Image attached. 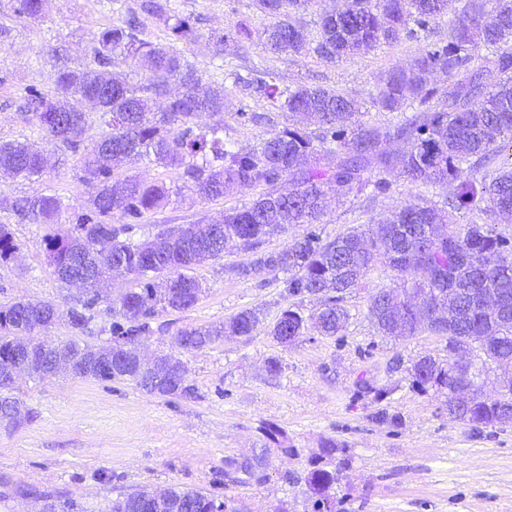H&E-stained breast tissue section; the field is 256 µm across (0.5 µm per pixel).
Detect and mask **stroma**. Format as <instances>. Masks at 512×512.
Returning <instances> with one entry per match:
<instances>
[{"label": "stroma", "instance_id": "stroma-1", "mask_svg": "<svg viewBox=\"0 0 512 512\" xmlns=\"http://www.w3.org/2000/svg\"><path fill=\"white\" fill-rule=\"evenodd\" d=\"M45 0L39 19L14 15V0H0V140L36 141L40 134L23 113L28 88L48 92L55 86L50 46H65L74 62H85L91 42L103 28L119 23L136 0ZM191 17L200 38L184 46L203 79L217 66L249 76L252 70L272 73L281 87L319 85L347 93L362 102L363 123L389 130L401 115L374 107L389 71L408 67L417 55L415 42L383 43L333 63L314 55H274L260 42L247 50L228 45L216 60L208 40L238 21L260 30L267 20L252 0H176ZM225 112L201 117V124L220 123L226 139L249 148L285 127H301L316 136V125L240 84H229ZM255 112L251 123L239 111ZM38 184L0 172V201L39 189L80 208L87 197L78 156L58 163L54 145ZM388 192L330 197L319 226L331 240L352 229L383 223L406 202L422 198L443 204L449 188L417 186L399 171L387 172ZM253 190H233L224 198H185L158 212L146 213L144 231L154 225L185 226L199 217L222 220L226 209L249 203ZM0 224L9 225L19 246L14 258L0 264V306L25 298L66 305L74 286L57 281L44 256L47 225L19 220L0 208ZM252 252L230 245L223 256L191 269L202 286L198 301L186 310L160 312L152 333L143 336L145 357L168 353L178 358L191 398L150 395L135 384L101 383L63 372L44 379L25 378L14 396L35 411L33 422L14 429L0 426V512H40V501L17 494L27 485L75 504L76 512H105L117 497L142 489L178 485L218 494L234 512H313L307 476L313 467L335 472L336 512H512V427L472 426L450 418L445 396L414 390L405 368L425 355L444 360L446 340L430 332L395 340L381 336L368 317L374 288H390L394 274L376 266L365 289L353 292L344 306L345 329L335 336L308 331L293 345L282 346L269 334L292 302L283 275L243 277L235 269ZM245 309L257 310L261 321L249 336H228L209 347L183 351L175 338L185 328L216 324ZM111 318L100 314L87 332L58 321L40 332L48 342L77 340L92 345L110 341ZM282 365L271 374L270 360ZM383 389L375 401L361 392V382ZM394 423L375 420L379 410ZM280 433L278 441L267 429ZM335 441L339 449L325 454ZM262 455L265 466L252 474L241 464ZM228 482H220L222 473Z\"/></svg>", "mask_w": 512, "mask_h": 512}]
</instances>
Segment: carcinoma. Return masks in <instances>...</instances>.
Returning a JSON list of instances; mask_svg holds the SVG:
<instances>
[{
	"mask_svg": "<svg viewBox=\"0 0 512 512\" xmlns=\"http://www.w3.org/2000/svg\"><path fill=\"white\" fill-rule=\"evenodd\" d=\"M15 12L28 18L41 16L44 0H17ZM270 24L259 32L265 49L278 55L315 54L324 62L355 55L381 43L403 39L418 41L431 22L448 8L449 0H348L341 10L320 16L319 36L291 14L308 10L315 0H255ZM487 0H466L448 42H427L419 48L414 64L387 76L375 104L395 111L407 100L423 109L405 117L391 131L359 120L362 105L354 97L322 86L298 85L280 89L257 76L247 82L254 92L281 108L307 116L319 129L317 141L298 127L284 128L257 146L239 148L224 138V125L202 126L203 113L222 112L228 92L217 80L202 82L195 66L176 43L198 39L191 18L176 11L173 0H139L142 15L168 32L169 42L144 38L141 23L130 18L99 32L92 47L91 64L72 68L66 49L52 46L47 54L57 67L55 88L27 91L25 117L37 126L45 141L81 153L84 181L89 187L84 207L70 210L55 195L38 190L12 201L10 208L31 224H53L70 212V227L46 234L47 264L65 284L81 260L103 277L116 265L134 279L112 313V364L84 368L74 376L101 383L133 382L147 393L188 398L195 389L186 376H158L140 369L130 356L139 338L150 332L151 321L165 309H187L202 292L197 279L186 270L213 259L204 249L209 222L199 219L187 227L161 228L142 240L139 220L145 213L164 208L172 197L189 192L201 199L224 197L233 189L265 188L249 204L224 212V242L239 241L256 250L275 227L304 225L306 232L285 248L255 256L237 267L248 277L281 272L288 295L303 299L320 295L322 308L304 317L296 306L283 310L270 330L279 343L288 345L308 327L323 336H335L347 319L344 300L365 287L376 260L403 281L405 301L398 308L384 304L387 290L369 298L368 314L384 336L397 339L428 330L448 339L453 352L468 342H478L484 354L483 371L502 359L512 361V236L473 222L462 229L445 223L446 209L476 210L483 214L512 215V162L499 168L490 181L476 182L472 171L499 156V143L512 144V0H496L495 14L486 19ZM252 38L244 22L224 28L211 39L216 55L224 45ZM492 50L485 65L475 68L480 48ZM122 61L129 72L119 76L111 67ZM445 72L452 77L442 92L429 75ZM179 91L171 94V85ZM166 101L157 111L154 103ZM97 116L102 133L85 144L91 116ZM410 144L402 153L383 148L387 139ZM132 155L154 157L166 168L180 171L182 185L148 183L136 177L112 181L114 170ZM46 166L44 153L34 145L0 141V168L29 182H36ZM400 170L413 184L440 183L450 187L444 206L419 199L404 205L384 223L368 232L354 230L325 242L318 232L328 195L345 196L371 187L386 193L389 182L381 174ZM288 178L294 188L286 194L275 184ZM18 244L8 225L0 224V262H9ZM81 311L63 310L49 301L18 299L0 307V421L10 427L30 421L33 413L15 415L18 399L5 394L21 355L42 376L47 361L45 341L33 334L65 317L71 328L83 333L104 302L98 286H85ZM455 311L452 321L439 320L437 311ZM255 311L245 309L227 323L178 332L183 349L200 350L224 340V335L249 336L257 328ZM69 353L78 363L90 345L76 340L49 345ZM411 386L423 393L449 395L461 382L455 364L431 356L407 369ZM451 418L485 425L512 419V391L483 399L456 410ZM336 473L317 467L307 481L314 512H336ZM19 493L46 500L47 512H69L60 502L35 488ZM107 512H230L228 505L201 492L169 487L159 496L142 490L112 500Z\"/></svg>",
	"mask_w": 512,
	"mask_h": 512,
	"instance_id": "cac0c4a2",
	"label": "carcinoma"
}]
</instances>
